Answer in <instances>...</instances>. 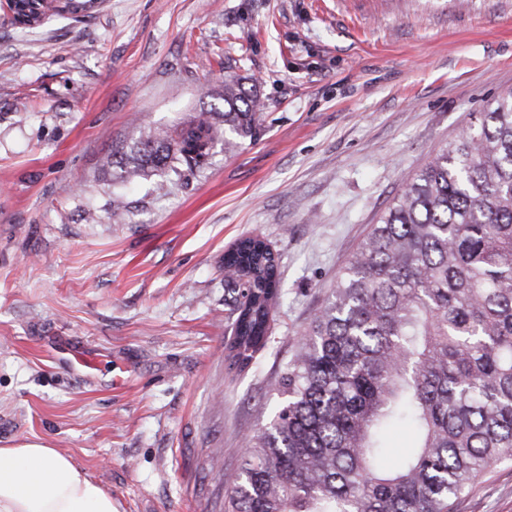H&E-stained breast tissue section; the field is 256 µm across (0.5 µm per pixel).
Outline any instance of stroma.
<instances>
[{
    "instance_id": "stroma-1",
    "label": "stroma",
    "mask_w": 512,
    "mask_h": 512,
    "mask_svg": "<svg viewBox=\"0 0 512 512\" xmlns=\"http://www.w3.org/2000/svg\"><path fill=\"white\" fill-rule=\"evenodd\" d=\"M228 71L264 103L254 138L183 185L113 180L114 146L223 110ZM509 89L512 0H100L25 31L0 8V446L71 456L117 512H224L337 273ZM246 237L283 296L241 372L224 253ZM458 512H512V463Z\"/></svg>"
}]
</instances>
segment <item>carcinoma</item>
<instances>
[{
	"label": "carcinoma",
	"mask_w": 512,
	"mask_h": 512,
	"mask_svg": "<svg viewBox=\"0 0 512 512\" xmlns=\"http://www.w3.org/2000/svg\"><path fill=\"white\" fill-rule=\"evenodd\" d=\"M263 107L224 77V111L112 150L116 179L202 177L225 134L256 135ZM277 254L258 237L224 255V345L246 368L269 341ZM269 424L249 439L224 512H457L512 461V90L433 154L336 276L283 369ZM412 450L381 467L385 432Z\"/></svg>",
	"instance_id": "1"
}]
</instances>
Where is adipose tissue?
<instances>
[{"label": "adipose tissue", "mask_w": 512, "mask_h": 512, "mask_svg": "<svg viewBox=\"0 0 512 512\" xmlns=\"http://www.w3.org/2000/svg\"><path fill=\"white\" fill-rule=\"evenodd\" d=\"M0 512H115L112 496L57 449L0 447Z\"/></svg>", "instance_id": "ef3b65f1"}]
</instances>
